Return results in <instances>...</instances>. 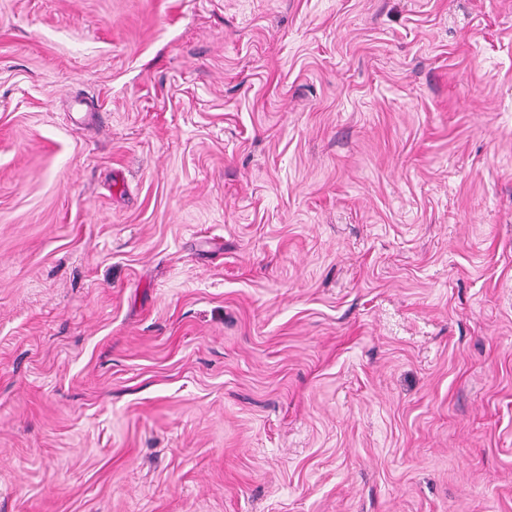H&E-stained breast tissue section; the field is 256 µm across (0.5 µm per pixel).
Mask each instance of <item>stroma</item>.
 I'll use <instances>...</instances> for the list:
<instances>
[{
    "label": "stroma",
    "mask_w": 512,
    "mask_h": 512,
    "mask_svg": "<svg viewBox=\"0 0 512 512\" xmlns=\"http://www.w3.org/2000/svg\"><path fill=\"white\" fill-rule=\"evenodd\" d=\"M0 512H512V0H0Z\"/></svg>",
    "instance_id": "1"
}]
</instances>
